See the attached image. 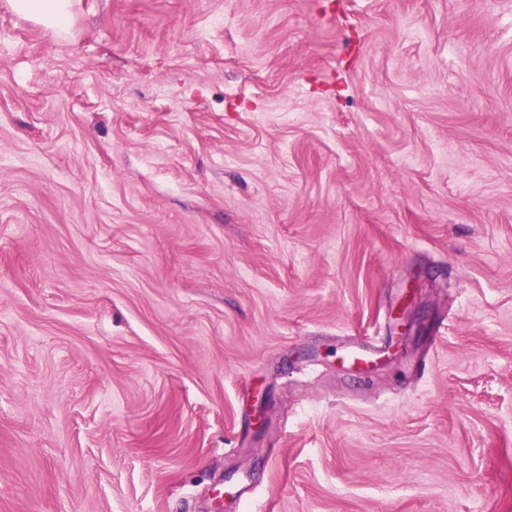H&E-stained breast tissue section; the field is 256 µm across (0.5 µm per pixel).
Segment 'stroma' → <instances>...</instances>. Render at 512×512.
<instances>
[{
    "instance_id": "obj_1",
    "label": "stroma",
    "mask_w": 512,
    "mask_h": 512,
    "mask_svg": "<svg viewBox=\"0 0 512 512\" xmlns=\"http://www.w3.org/2000/svg\"><path fill=\"white\" fill-rule=\"evenodd\" d=\"M0 512H512V0H0ZM16 13L43 24L54 34L67 29L72 15V0H9Z\"/></svg>"
}]
</instances>
